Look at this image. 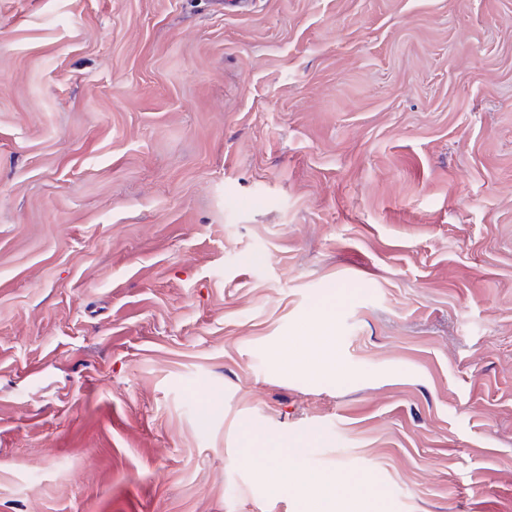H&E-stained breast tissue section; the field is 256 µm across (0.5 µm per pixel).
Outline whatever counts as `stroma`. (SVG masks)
I'll use <instances>...</instances> for the list:
<instances>
[{"label":"stroma","instance_id":"obj_1","mask_svg":"<svg viewBox=\"0 0 512 512\" xmlns=\"http://www.w3.org/2000/svg\"><path fill=\"white\" fill-rule=\"evenodd\" d=\"M298 437L512 512V0H0V512H304ZM320 329L311 340L313 345L311 367L315 371L334 375L336 379L342 377L334 358L330 356L331 347V318L327 314L320 316Z\"/></svg>","mask_w":512,"mask_h":512}]
</instances>
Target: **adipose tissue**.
<instances>
[{
	"mask_svg": "<svg viewBox=\"0 0 512 512\" xmlns=\"http://www.w3.org/2000/svg\"><path fill=\"white\" fill-rule=\"evenodd\" d=\"M277 446H268L265 451V462L259 467L261 479L270 493H291L300 498L314 512H341L345 503L342 494L347 488H354L353 503H372L378 494L373 486L367 483H351L343 472L318 475L312 472L286 471L275 466Z\"/></svg>",
	"mask_w": 512,
	"mask_h": 512,
	"instance_id": "1",
	"label": "adipose tissue"
}]
</instances>
